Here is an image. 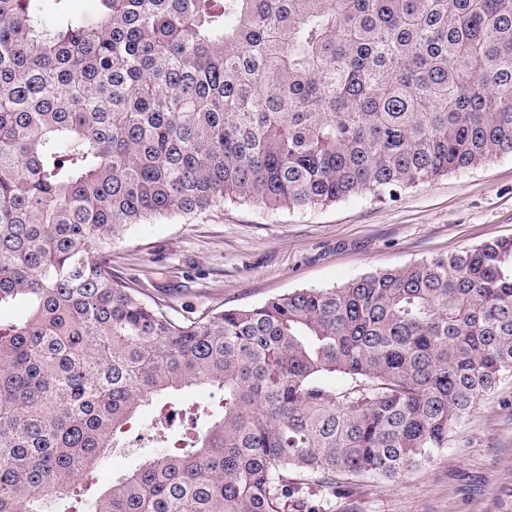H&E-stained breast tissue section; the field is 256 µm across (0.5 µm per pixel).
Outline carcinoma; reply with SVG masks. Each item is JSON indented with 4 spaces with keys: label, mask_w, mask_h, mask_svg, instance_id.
Returning <instances> with one entry per match:
<instances>
[{
    "label": "carcinoma",
    "mask_w": 512,
    "mask_h": 512,
    "mask_svg": "<svg viewBox=\"0 0 512 512\" xmlns=\"http://www.w3.org/2000/svg\"><path fill=\"white\" fill-rule=\"evenodd\" d=\"M0 0V512H325L512 377V239L176 320L112 277L136 224L376 198L512 155V0ZM340 373L351 387L322 382ZM217 405L182 410L189 387ZM160 403L183 446L76 498Z\"/></svg>",
    "instance_id": "carcinoma-1"
}]
</instances>
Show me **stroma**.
Segmentation results:
<instances>
[{
	"label": "stroma",
	"instance_id": "stroma-1",
	"mask_svg": "<svg viewBox=\"0 0 512 512\" xmlns=\"http://www.w3.org/2000/svg\"><path fill=\"white\" fill-rule=\"evenodd\" d=\"M495 238H512V155L378 200L272 210L250 203L136 226L112 269L173 318L254 307L303 288H333ZM156 414L142 408L92 479L93 494L149 457ZM327 512H512V377L448 435L433 460L396 483L339 476Z\"/></svg>",
	"mask_w": 512,
	"mask_h": 512
}]
</instances>
